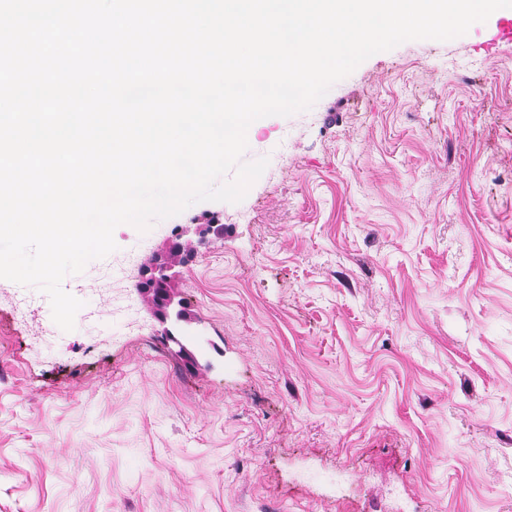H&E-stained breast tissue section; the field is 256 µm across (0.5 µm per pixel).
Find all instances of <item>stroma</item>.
<instances>
[{
    "mask_svg": "<svg viewBox=\"0 0 512 512\" xmlns=\"http://www.w3.org/2000/svg\"><path fill=\"white\" fill-rule=\"evenodd\" d=\"M490 29L256 120L246 197L118 226L63 281L73 330L44 294L16 317L0 279V512H512V42ZM177 239L193 364L138 290Z\"/></svg>",
    "mask_w": 512,
    "mask_h": 512,
    "instance_id": "1",
    "label": "stroma"
}]
</instances>
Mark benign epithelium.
<instances>
[{
    "label": "benign epithelium",
    "instance_id": "benign-epithelium-1",
    "mask_svg": "<svg viewBox=\"0 0 512 512\" xmlns=\"http://www.w3.org/2000/svg\"><path fill=\"white\" fill-rule=\"evenodd\" d=\"M174 268L168 253L157 254L140 269L138 286L141 292L152 295L154 317L165 325L171 322L176 326L189 321V317L183 302L169 291L175 276Z\"/></svg>",
    "mask_w": 512,
    "mask_h": 512
}]
</instances>
